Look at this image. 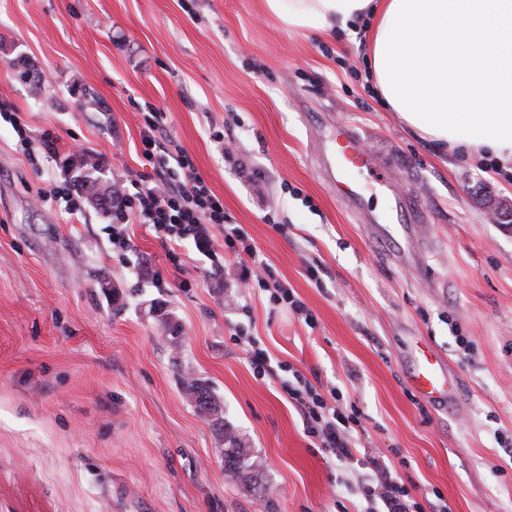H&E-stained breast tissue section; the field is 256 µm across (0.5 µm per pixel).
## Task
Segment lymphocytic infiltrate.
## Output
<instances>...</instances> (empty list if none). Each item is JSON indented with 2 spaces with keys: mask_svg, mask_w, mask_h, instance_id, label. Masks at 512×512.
Returning <instances> with one entry per match:
<instances>
[{
  "mask_svg": "<svg viewBox=\"0 0 512 512\" xmlns=\"http://www.w3.org/2000/svg\"><path fill=\"white\" fill-rule=\"evenodd\" d=\"M142 117V156L147 169L136 173L130 184L118 188L119 200L112 208L113 249L130 251L127 224L149 225L174 268L183 269L180 249L191 245L208 263L210 274L233 276L243 288L249 287L254 279L271 285V303L291 310L304 321H311L308 308L295 299L276 270L257 261V248L244 227L228 223L223 201L197 173L189 156L182 151L172 154L165 148L169 134L164 112L150 104ZM0 120L12 126L17 144L29 160H36L40 151L49 150L53 145L51 132L33 136L28 124L11 105L0 106ZM219 238L224 241L220 247L215 244ZM283 389L302 412L306 432L316 447L338 460L350 458L353 448L349 415L339 406L330 405L302 374H295L293 381L285 383Z\"/></svg>",
  "mask_w": 512,
  "mask_h": 512,
  "instance_id": "1",
  "label": "lymphocytic infiltrate"
}]
</instances>
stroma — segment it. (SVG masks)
Masks as SVG:
<instances>
[{
    "mask_svg": "<svg viewBox=\"0 0 512 512\" xmlns=\"http://www.w3.org/2000/svg\"><path fill=\"white\" fill-rule=\"evenodd\" d=\"M367 41L288 31L261 0H0V102L56 138L33 166L0 121V512H387L362 494L384 475L417 512H512V224L487 218L512 204V162L409 131ZM147 103L313 323L203 260L176 271L148 225L120 255L99 206L38 202L86 153L116 180L141 171ZM341 127L375 159L340 172L357 206L327 180ZM239 328L275 375H254ZM421 346L450 369L438 404L409 384ZM290 368L341 393L353 459L308 437ZM188 371L262 462L257 489L225 473Z\"/></svg>",
    "mask_w": 512,
    "mask_h": 512,
    "instance_id": "obj_1",
    "label": "stroma"
}]
</instances>
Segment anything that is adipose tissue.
<instances>
[{"instance_id": "1", "label": "adipose tissue", "mask_w": 512, "mask_h": 512, "mask_svg": "<svg viewBox=\"0 0 512 512\" xmlns=\"http://www.w3.org/2000/svg\"><path fill=\"white\" fill-rule=\"evenodd\" d=\"M294 32L368 28L376 93L445 151L512 159V0H263Z\"/></svg>"}]
</instances>
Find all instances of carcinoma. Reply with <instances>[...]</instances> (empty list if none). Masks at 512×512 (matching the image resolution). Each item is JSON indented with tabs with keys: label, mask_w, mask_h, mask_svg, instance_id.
I'll list each match as a JSON object with an SVG mask.
<instances>
[{
	"label": "carcinoma",
	"mask_w": 512,
	"mask_h": 512,
	"mask_svg": "<svg viewBox=\"0 0 512 512\" xmlns=\"http://www.w3.org/2000/svg\"><path fill=\"white\" fill-rule=\"evenodd\" d=\"M74 181L80 190L88 195L93 203L107 211H112L111 177L96 160L81 163L79 174ZM186 394L193 402L198 413L207 418L214 430L224 438V471L242 480L245 486L257 484V475L261 464L253 457L250 449L246 448L239 434L224 423V409L215 399L209 386L200 380L189 376L185 378Z\"/></svg>",
	"instance_id": "carcinoma-1"
}]
</instances>
